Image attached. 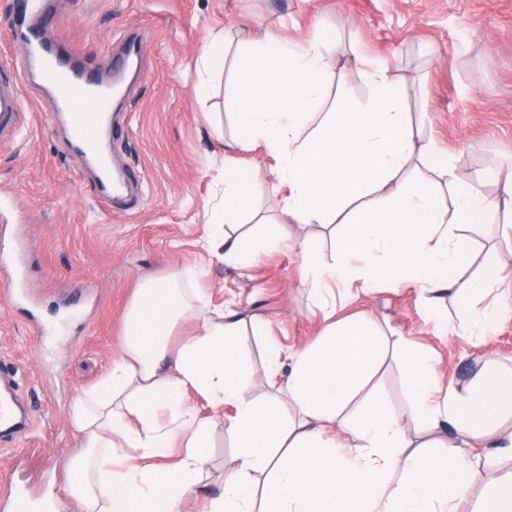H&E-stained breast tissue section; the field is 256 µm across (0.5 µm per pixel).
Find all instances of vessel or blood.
<instances>
[{"instance_id": "vessel-or-blood-1", "label": "vessel or blood", "mask_w": 512, "mask_h": 512, "mask_svg": "<svg viewBox=\"0 0 512 512\" xmlns=\"http://www.w3.org/2000/svg\"><path fill=\"white\" fill-rule=\"evenodd\" d=\"M42 0H12L15 17L13 38L22 40L25 55L14 61L16 75L0 80V132L9 129L18 112L25 108L23 89L26 83L37 82L47 91L50 116L66 114L68 135L73 148L83 154L97 173L102 195H111L112 173L106 162L102 142L105 123L112 113L114 85L100 81L89 73L80 56L62 49L35 30ZM0 504L8 512H49V502L37 500L17 484L0 491Z\"/></svg>"}]
</instances>
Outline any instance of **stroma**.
Returning <instances> with one entry per match:
<instances>
[{
  "label": "stroma",
  "mask_w": 512,
  "mask_h": 512,
  "mask_svg": "<svg viewBox=\"0 0 512 512\" xmlns=\"http://www.w3.org/2000/svg\"><path fill=\"white\" fill-rule=\"evenodd\" d=\"M43 25L98 74L123 40H136L149 73L128 89L112 123V164L132 188L122 200L99 197L50 124L38 88H25L16 134L0 141V198L17 212L0 232V246L15 251L17 285L26 294L15 302L0 294V374L30 414L25 432L0 440V484L28 479L54 501V512H81L61 491L68 463L81 451L69 409L120 358L123 317L144 281L178 275L187 300L204 288L209 314H243L247 390L255 397L288 380L285 366L269 386V344L304 349L324 325L300 280L306 257L299 243L310 236L331 253L346 225L289 223L271 194L251 205L271 241L259 263L228 265L200 245L207 235L241 232L212 219L225 166L246 164L267 180L276 165L264 146L230 147L240 136L230 97L243 35L335 43L331 82L312 107L310 127L339 100L358 111L370 106L366 73L384 65L395 86L413 88L405 109L435 148L432 157L412 160L406 175L435 183L451 164L468 175L492 169L500 181L512 178V0H51ZM218 41L224 69L212 72L204 59ZM501 224V215L491 214L467 231L471 246L498 262L493 294L503 306L479 344L447 331L458 307L469 304L467 294L430 299L412 283L367 290L358 282L336 292L335 320L382 321L383 355L368 388L403 420L412 443L421 437L406 352L430 354L444 387L487 367L512 369V237ZM187 403L210 422L209 461L203 489L185 500L183 512H206L235 454L225 425L233 408L194 392Z\"/></svg>",
  "instance_id": "1"
}]
</instances>
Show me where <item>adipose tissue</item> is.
<instances>
[{
	"instance_id": "adipose-tissue-1",
	"label": "adipose tissue",
	"mask_w": 512,
	"mask_h": 512,
	"mask_svg": "<svg viewBox=\"0 0 512 512\" xmlns=\"http://www.w3.org/2000/svg\"><path fill=\"white\" fill-rule=\"evenodd\" d=\"M335 49L317 38L287 47L271 36L251 52L232 95L245 132L237 146L260 142L273 153L274 175L286 189L279 207L290 221L332 224L349 207L359 210L333 259L316 240L301 244L303 280L320 309H328L336 283L396 288L412 279L427 291L452 288L476 261L462 227L487 213L512 216V180L488 196L480 183L494 173L469 180L448 170L452 202L445 205L427 182L403 179L408 160L431 156L434 146L403 108L407 89H394L382 68L368 74V109L339 102L327 122L309 130ZM261 193L252 168L225 167L222 222L232 223ZM187 309L175 281L143 283L126 312L121 358L72 404L70 421L86 453L70 463L63 491L82 512H179L207 463V422L188 408L189 389L212 406L234 408L237 452L209 512H455L474 476L462 442L493 433L512 415V370L479 374L464 391L444 393L435 366L409 352V389L431 435L425 448L409 450L401 418L382 402L357 419L345 416L381 355V329L365 318L327 328L317 345L294 354L287 389L297 417L288 422L275 399L245 394L250 363L240 318L204 319L183 337L175 329ZM444 423L461 443L441 454L434 434ZM178 429L185 441L176 458ZM254 471L266 474L261 487L250 481Z\"/></svg>"
}]
</instances>
